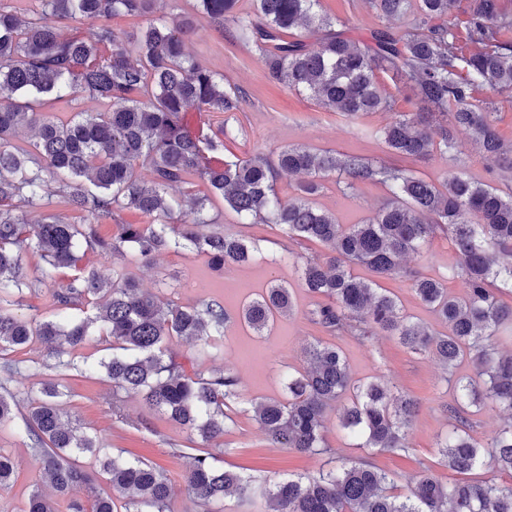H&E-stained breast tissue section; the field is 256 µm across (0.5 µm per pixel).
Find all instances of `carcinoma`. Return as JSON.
<instances>
[{"instance_id": "carcinoma-1", "label": "carcinoma", "mask_w": 512, "mask_h": 512, "mask_svg": "<svg viewBox=\"0 0 512 512\" xmlns=\"http://www.w3.org/2000/svg\"><path fill=\"white\" fill-rule=\"evenodd\" d=\"M26 19L0 5V352L39 343L60 371L78 369L71 352L92 342L112 354L87 371H104L117 391L139 396L150 410L215 441L234 423L240 379L229 370L205 374L185 368L169 351L173 336L192 340L198 354L217 348L230 317L210 300L183 307L140 289L119 267L112 279L82 264L90 251L104 259L149 260L173 247L206 255L222 268L255 259L258 246L213 225L204 210L208 198L170 197L168 192L195 177L209 186L245 223L276 224L293 240H316L330 248L322 259L303 264L302 287L315 299L311 322L325 333L365 341L393 336L413 352L431 351L456 393L448 407L454 421L437 448L443 465L456 474L486 464L512 474V353L493 356L489 347L501 333L512 335V305L500 292L512 288V191L476 182L463 172L447 175L442 187L397 167L335 151L305 146L281 149L276 158L224 156V129L187 127L196 112L234 113L242 90L188 58L186 35L192 20L169 25L151 17L166 0H38ZM238 0H194V11L236 40L254 44L269 80L308 93L349 119L391 112L380 137L393 154L415 158L448 153L453 129L468 131L481 155L512 172V143L498 132L492 113L475 102L480 85L512 91V14L502 0H470L466 25L470 46L459 54L455 0H419L420 20L405 28L384 27L367 42L334 28L316 11L320 0H255L251 15L235 12ZM387 20L405 16L412 0H367ZM146 20L137 34L112 27V17ZM97 17L101 24L64 36L57 23ZM300 29L316 37L286 39ZM391 72L413 90L421 112H396L379 82ZM89 98L102 110H76L62 120L55 102L74 105ZM33 131L25 144L22 129ZM147 176H142V171ZM300 174L296 193L284 201L278 174ZM350 190L366 181L388 187L390 197L363 224H340L318 207L324 181ZM62 205L73 213H57ZM131 211L141 224L119 222ZM116 221V232L100 226ZM448 237L455 254L448 273L467 285L463 297L448 295L442 283L407 269L402 259L433 235ZM36 249L67 278L54 285L56 317L24 320L14 313L16 297L44 280L29 277L24 252ZM363 265L378 277L411 282L420 301L448 326L438 334L401 315L397 299L352 273ZM288 287L271 282L247 303L239 319L260 333L291 312ZM310 368L290 374L283 400H262L254 417L277 448L317 456L328 453L323 430L328 408L348 398L342 428L358 447L396 453L408 448L406 428L417 401L388 381H355L342 352L317 340L306 349ZM469 358L473 377H457V363ZM62 384L49 380L21 415L19 434L66 512H117L112 495L97 493L91 504L76 495L93 475L125 495L124 512H170L173 487L166 471L139 458L109 454L96 435L64 419ZM487 402L507 420L486 441L474 439L466 414ZM17 393L0 383V423L15 418ZM94 458L95 472L77 464ZM17 464L0 453V490L12 483ZM194 501L210 506L228 497L251 499L249 478L222 465L219 454L199 448L185 477ZM268 512H512V485L442 481L431 474L415 480L409 494L366 460L330 458L317 474L290 477L265 491ZM24 512H59L39 488Z\"/></svg>"}]
</instances>
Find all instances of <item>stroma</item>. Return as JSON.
I'll list each match as a JSON object with an SVG mask.
<instances>
[{
    "label": "stroma",
    "mask_w": 512,
    "mask_h": 512,
    "mask_svg": "<svg viewBox=\"0 0 512 512\" xmlns=\"http://www.w3.org/2000/svg\"><path fill=\"white\" fill-rule=\"evenodd\" d=\"M323 13L335 18L337 29L359 39L368 38L371 30L383 21L365 0H320ZM190 56L207 69L223 75L225 83L238 86L244 93L240 112H190L192 122H206L224 127V154L227 158H246L255 153L271 155L289 145H303L312 150H333L358 155L377 165L408 170L435 184L460 169L479 182L499 187H512V172L500 173L494 162L475 153L469 136L455 134L453 157L432 156L427 159L394 155L388 152L378 135L389 121L385 112H374L350 120L329 110L307 94L290 90L269 81L258 54L251 45L232 41L206 18H198L195 31L187 42ZM388 196L384 185L364 182L347 194L340 193L334 180H326L318 198L319 207L335 215L338 223L359 224L370 217ZM207 212L218 226L256 242L267 254L293 251L302 259L322 257L326 248L314 241L296 243L273 224H245L222 203L209 205ZM450 244L441 234L435 235L419 251L409 254L407 268L446 284L449 295L461 297L466 288L461 278L449 277ZM125 273L140 286L162 300L179 306H194L204 301L223 302L230 314L256 297L272 281L288 286L294 309L278 317L263 334L230 324L224 331L222 349L209 356L194 357L192 344L172 337L167 347L183 357H193L194 366L204 372L229 369L241 381L240 397L232 413L234 423L220 438L224 464L249 476L256 493L252 502L238 503L225 499L215 503L216 512H267L261 495L265 487L299 475L316 474L326 457L300 456L285 448L270 446L253 417L252 403L260 399L284 396L282 382L290 373L307 366L306 346L321 338L320 328L307 318L313 300L301 286L298 266L283 263L271 265L262 260L245 266L231 265L213 269L206 256L182 248H173L155 257L151 263L124 262ZM382 288L398 299L402 313L411 321L444 332L445 326L436 314L415 296L411 285L402 278L385 279ZM346 356L355 379H381L407 392L418 402V412L408 429V451L380 453L357 447L355 439L339 425L338 408L325 417V438L331 455L347 459L371 457L394 479L398 493H406L409 478L429 471L440 478L449 472L437 454L438 436L449 428L447 407L454 392L444 379V372L426 351L414 353L390 336L378 335L359 342L349 337L335 340ZM28 368L14 375L8 386L24 392L37 387L42 380L58 377L64 386L63 410L73 424L97 434L103 447L125 450L128 455L159 464L167 472L172 485V512H199L189 495L184 474L189 464L182 452L187 447H201V439L171 423L157 411L147 409L138 398L114 394L105 374L88 377L76 371L55 374L43 347L32 344L18 350ZM0 452L11 455L17 470L10 487L0 491V512H23L30 492L41 485L42 477L33 462L27 442L16 432L12 422L0 424Z\"/></svg>",
    "instance_id": "1"
}]
</instances>
